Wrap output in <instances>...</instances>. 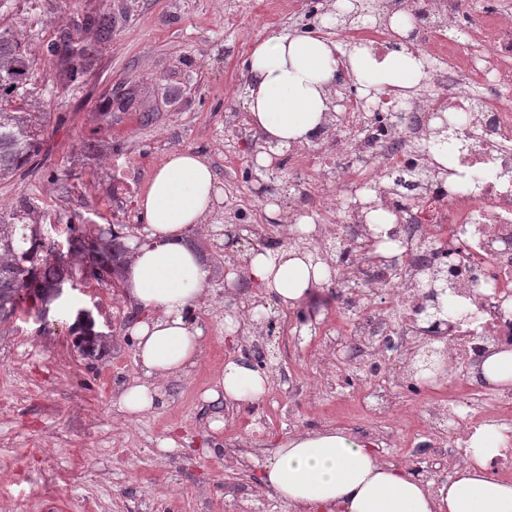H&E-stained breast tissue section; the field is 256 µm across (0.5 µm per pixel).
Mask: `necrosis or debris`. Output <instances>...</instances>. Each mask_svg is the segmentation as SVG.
I'll return each instance as SVG.
<instances>
[{
	"label": "necrosis or debris",
	"mask_w": 512,
	"mask_h": 512,
	"mask_svg": "<svg viewBox=\"0 0 512 512\" xmlns=\"http://www.w3.org/2000/svg\"><path fill=\"white\" fill-rule=\"evenodd\" d=\"M375 6L388 17L410 15L412 29L357 24L337 36L379 53L408 42L433 61L427 88L368 104L339 69L335 91L344 110L328 113L319 156L294 148L288 209H317L336 234L331 302L358 341L350 381L360 388L364 439L380 450L403 441L413 451L414 476L428 482L468 461L481 427L512 432V391L488 387L480 372L491 351L512 350V0ZM440 123L467 143L448 156L449 183L432 162ZM319 172L335 174V188L316 181ZM360 190L368 202L345 208L333 199ZM378 210L392 223H372ZM437 305L444 315H433ZM433 348L448 357V381L405 438L386 427L396 397L377 381L392 354L406 390L420 394L418 360Z\"/></svg>",
	"instance_id": "obj_1"
}]
</instances>
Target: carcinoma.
I'll return each mask as SVG.
<instances>
[{
	"mask_svg": "<svg viewBox=\"0 0 512 512\" xmlns=\"http://www.w3.org/2000/svg\"><path fill=\"white\" fill-rule=\"evenodd\" d=\"M45 52L59 60L65 80L74 84L84 74L93 50L77 37L64 36L47 44ZM35 69V60L16 33L0 27V181L16 175L41 150L46 113L31 111L21 92ZM38 214V206L24 199L0 215V324L14 318L25 298L39 314L48 313L68 283L74 263L84 264L98 280L125 278L130 249L123 232L110 228L94 233L74 225L61 261L51 252L41 255L44 242ZM73 332L82 358L94 361L104 354L94 318L77 317Z\"/></svg>",
	"mask_w": 512,
	"mask_h": 512,
	"instance_id": "carcinoma-1",
	"label": "carcinoma"
}]
</instances>
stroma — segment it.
Returning <instances> with one entry per match:
<instances>
[{
  "instance_id": "1",
  "label": "stroma",
  "mask_w": 512,
  "mask_h": 512,
  "mask_svg": "<svg viewBox=\"0 0 512 512\" xmlns=\"http://www.w3.org/2000/svg\"><path fill=\"white\" fill-rule=\"evenodd\" d=\"M309 0H0V26L13 29L35 58L29 90L46 113L44 146L26 174L0 182V208L32 199L47 242L66 243L67 226L113 227L143 239L138 199L152 170L174 149L205 155L221 196L206 229L189 227L209 272L191 310L202 329L196 363L163 380L154 408L132 418L120 396L143 372L134 328L143 319L125 288L98 282L74 265L68 307L46 320L23 315L0 325V504L9 512H238L226 484L247 485L253 512H292L263 488L261 463L285 438L325 428L358 436L357 398L338 386L350 374L353 337L336 327L291 340L299 308H282L249 278L253 248H287L296 236L267 238L288 223L292 170L259 167L242 149L226 112H243L246 62L257 40L308 30ZM112 18L100 42L86 15ZM94 50L83 81L64 85L44 45L68 30ZM112 100L100 122L98 103ZM60 180H52V173ZM235 190L264 214L259 226L233 225L225 241L223 193ZM262 304L275 329L253 327L245 311ZM87 307L109 335L105 354L82 359L70 309ZM240 314L236 334L225 315ZM263 357L264 399H205L225 361ZM223 421L212 430L213 421ZM173 437L177 449L161 450Z\"/></svg>"
}]
</instances>
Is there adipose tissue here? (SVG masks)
I'll return each instance as SVG.
<instances>
[{"label": "adipose tissue", "instance_id": "ef3b65f1", "mask_svg": "<svg viewBox=\"0 0 512 512\" xmlns=\"http://www.w3.org/2000/svg\"><path fill=\"white\" fill-rule=\"evenodd\" d=\"M337 47L316 33H284L257 41L247 60L244 107L262 137L258 165L292 146L310 143L333 106ZM346 62L367 91L413 89L425 77V61L401 48L377 54L352 49ZM217 196L208 159L189 149L170 151L142 193L139 208L145 240L131 243L126 285L148 314L135 328L137 359L145 375L120 398L132 415L153 408L158 383L192 365L201 328L188 312L201 297L206 271L199 257L180 246L185 231L202 223ZM250 279L284 307L308 300L328 281L327 263L305 250L263 248L248 256ZM267 391V378L243 361L225 362L210 400L255 404ZM496 427L477 430L471 457L452 478L428 486L405 470L381 465L372 444L329 428L280 442L262 466L268 492L293 512H512V482L493 477L489 461L505 449Z\"/></svg>", "mask_w": 512, "mask_h": 512}]
</instances>
